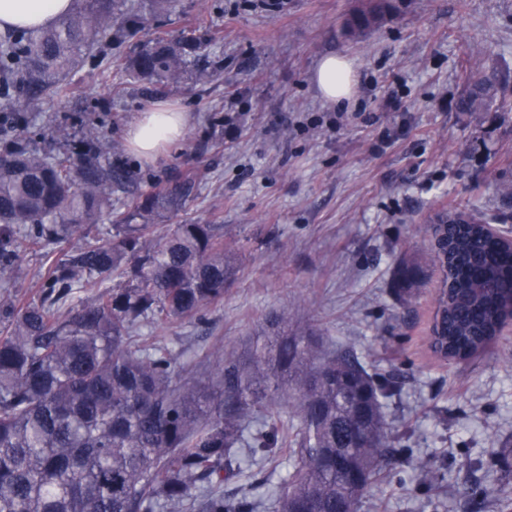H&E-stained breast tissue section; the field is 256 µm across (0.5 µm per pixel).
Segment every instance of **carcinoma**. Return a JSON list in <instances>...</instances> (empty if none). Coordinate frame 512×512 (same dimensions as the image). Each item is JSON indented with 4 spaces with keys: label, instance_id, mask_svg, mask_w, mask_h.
<instances>
[{
    "label": "carcinoma",
    "instance_id": "cac0c4a2",
    "mask_svg": "<svg viewBox=\"0 0 512 512\" xmlns=\"http://www.w3.org/2000/svg\"><path fill=\"white\" fill-rule=\"evenodd\" d=\"M172 0H75L49 27L0 39V120L14 130L0 145V512H255L238 482L241 456L292 470L276 512H360L387 456V383L356 351L325 354L294 328L284 309L267 320L268 340L241 358L213 346L214 376L181 379L177 354L140 329L147 322L203 321L237 274L235 236L222 224L182 219L197 180L132 197L133 175L109 161L122 145L90 123L64 151L42 146L28 113L69 93L82 65L107 61L155 91L190 76L213 78L201 64L207 44L158 35L130 56L112 49L147 30V15ZM392 0H366L354 17L368 27ZM496 80L475 67L459 100L462 112H486ZM440 223L452 262L444 273L431 344L465 360L483 351L512 316V250L484 233L487 220ZM170 218L158 233L157 221ZM108 220L112 234L87 238ZM83 244L53 258V246ZM47 262L39 299L14 288L25 258ZM424 273L403 259L393 286L416 288ZM84 288L94 298L62 309Z\"/></svg>",
    "mask_w": 512,
    "mask_h": 512
}]
</instances>
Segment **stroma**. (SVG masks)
<instances>
[{"label": "stroma", "mask_w": 512, "mask_h": 512, "mask_svg": "<svg viewBox=\"0 0 512 512\" xmlns=\"http://www.w3.org/2000/svg\"><path fill=\"white\" fill-rule=\"evenodd\" d=\"M398 12L355 33L361 0H175L160 30L203 39L211 81L157 95L109 65L71 72V97L41 107L36 126L87 119L122 138L131 118L160 100L191 112L180 146L149 165L115 159L137 192L193 174L188 215L224 225L239 241V272L201 323L147 332L180 351L186 377L211 364V347L244 354L267 319L290 310L323 351L354 346L369 371L392 374L386 405L392 456L361 512H512V331L464 361L433 352L440 272L418 288L392 286L399 261L427 253L424 227L463 204L512 230V110L461 112L467 50L512 99V0H399ZM336 55L356 74L352 99L324 101L313 83ZM246 493L273 512L285 460L247 466Z\"/></svg>", "instance_id": "1"}]
</instances>
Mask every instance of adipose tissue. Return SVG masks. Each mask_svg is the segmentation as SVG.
I'll use <instances>...</instances> for the list:
<instances>
[{"mask_svg": "<svg viewBox=\"0 0 512 512\" xmlns=\"http://www.w3.org/2000/svg\"><path fill=\"white\" fill-rule=\"evenodd\" d=\"M71 4L72 0H0V32L50 24L67 12ZM313 81L323 100L343 104L353 96V64L334 55L324 57ZM190 122L188 112L166 104H152L127 124L124 137L133 155L154 163L183 140Z\"/></svg>", "mask_w": 512, "mask_h": 512, "instance_id": "obj_1", "label": "adipose tissue"}]
</instances>
